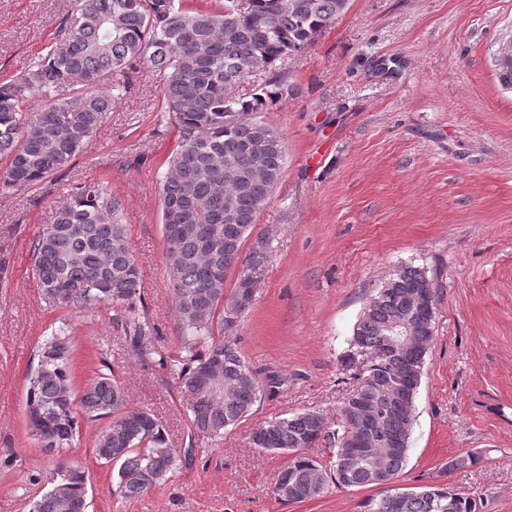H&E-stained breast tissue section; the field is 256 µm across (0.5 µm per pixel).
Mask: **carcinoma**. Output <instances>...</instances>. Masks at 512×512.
Here are the masks:
<instances>
[{
  "mask_svg": "<svg viewBox=\"0 0 512 512\" xmlns=\"http://www.w3.org/2000/svg\"><path fill=\"white\" fill-rule=\"evenodd\" d=\"M74 0L66 24L46 53L20 77L0 83V157L5 182L31 188L68 164L103 123L135 64L163 80L167 112L179 138L160 187L166 270L179 322L181 354L160 356L179 380L191 433L215 438L244 420L273 383H263L226 333L253 302L269 259L261 236L243 254L286 164L280 133L257 114L295 94L269 79L248 96L233 94L243 79L309 46L345 12L348 0ZM41 103L27 113L22 104ZM32 262L43 302L82 311L126 300L141 277L127 244L123 206L103 184L75 189L53 223L35 238ZM241 262L235 288L224 297L232 259ZM428 280L419 266L399 267L371 295L354 332L345 365L356 385L333 418L316 410L275 417L250 433L262 451L290 454L274 486L277 499L300 503L330 488L397 483L407 464L412 411L391 403L406 369L422 381L434 335L435 312L412 310L407 291ZM424 344L389 352L387 326L398 316ZM137 355L158 353L157 329L131 309L113 319ZM72 339L54 333L40 348L29 380L27 420L43 428L44 448L60 451L74 440L78 419L109 423L95 440L97 459L117 468L116 491L135 500L157 487L179 455L161 422L130 409L112 374L99 373L78 393L69 365ZM327 449L325 459L306 450ZM362 448L355 465L346 450ZM31 500L29 512H87L85 470L74 462ZM363 512H479L472 492L430 485L386 488L362 502Z\"/></svg>",
  "mask_w": 512,
  "mask_h": 512,
  "instance_id": "carcinoma-1",
  "label": "carcinoma"
}]
</instances>
